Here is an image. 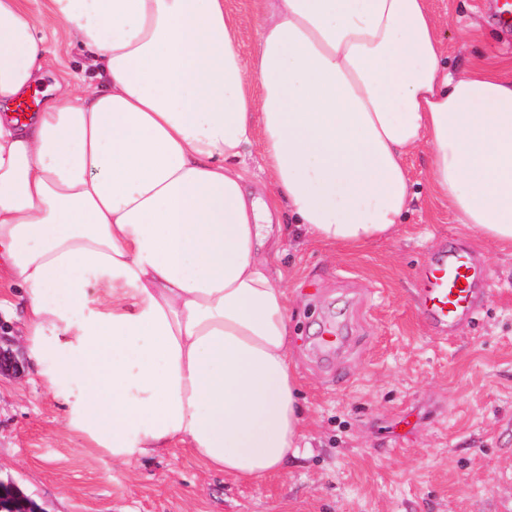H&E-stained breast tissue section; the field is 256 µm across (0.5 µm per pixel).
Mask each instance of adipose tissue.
Wrapping results in <instances>:
<instances>
[{
    "mask_svg": "<svg viewBox=\"0 0 512 512\" xmlns=\"http://www.w3.org/2000/svg\"><path fill=\"white\" fill-rule=\"evenodd\" d=\"M261 2L248 31L226 0H0V269L34 374L120 463L181 444L258 483L297 456L279 213L360 250L407 213L424 149L432 193L512 251V60L449 72L430 0ZM45 13L96 73L20 123Z\"/></svg>",
    "mask_w": 512,
    "mask_h": 512,
    "instance_id": "ef3b65f1",
    "label": "adipose tissue"
}]
</instances>
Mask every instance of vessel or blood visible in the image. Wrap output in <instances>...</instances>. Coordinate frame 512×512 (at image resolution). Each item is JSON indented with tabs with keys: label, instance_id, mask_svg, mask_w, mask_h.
<instances>
[{
	"label": "vessel or blood",
	"instance_id": "1",
	"mask_svg": "<svg viewBox=\"0 0 512 512\" xmlns=\"http://www.w3.org/2000/svg\"><path fill=\"white\" fill-rule=\"evenodd\" d=\"M486 285V269L470 249L438 251L427 260L419 310L438 331H453L477 316Z\"/></svg>",
	"mask_w": 512,
	"mask_h": 512
}]
</instances>
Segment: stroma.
<instances>
[{
	"mask_svg": "<svg viewBox=\"0 0 512 512\" xmlns=\"http://www.w3.org/2000/svg\"><path fill=\"white\" fill-rule=\"evenodd\" d=\"M450 66L480 54L512 59V30L490 0H432ZM484 42L467 43L468 24ZM47 71L84 60L51 16ZM427 151L408 167L416 198L390 237L349 253L297 239L276 267L289 299V355L305 406L307 448L253 485L208 470L186 448L129 464L89 447L48 388L29 373L19 323L1 312L18 371L0 375V477L45 512H512V253L458 224L426 181ZM473 249L488 274L479 315L448 340L418 310L428 255ZM344 325L340 350L319 352L325 320Z\"/></svg>",
	"mask_w": 512,
	"mask_h": 512,
	"instance_id": "1",
	"label": "stroma"
}]
</instances>
